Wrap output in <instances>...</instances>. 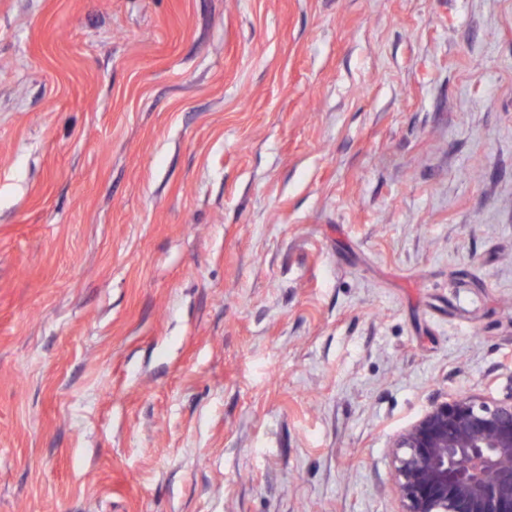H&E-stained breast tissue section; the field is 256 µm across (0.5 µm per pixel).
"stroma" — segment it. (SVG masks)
I'll list each match as a JSON object with an SVG mask.
<instances>
[{
    "label": "stroma",
    "mask_w": 512,
    "mask_h": 512,
    "mask_svg": "<svg viewBox=\"0 0 512 512\" xmlns=\"http://www.w3.org/2000/svg\"><path fill=\"white\" fill-rule=\"evenodd\" d=\"M512 395V0H0V512H400Z\"/></svg>",
    "instance_id": "obj_1"
}]
</instances>
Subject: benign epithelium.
Returning a JSON list of instances; mask_svg holds the SVG:
<instances>
[{
    "mask_svg": "<svg viewBox=\"0 0 512 512\" xmlns=\"http://www.w3.org/2000/svg\"><path fill=\"white\" fill-rule=\"evenodd\" d=\"M394 448L400 512H512V395L437 402Z\"/></svg>",
    "mask_w": 512,
    "mask_h": 512,
    "instance_id": "1",
    "label": "benign epithelium"
}]
</instances>
